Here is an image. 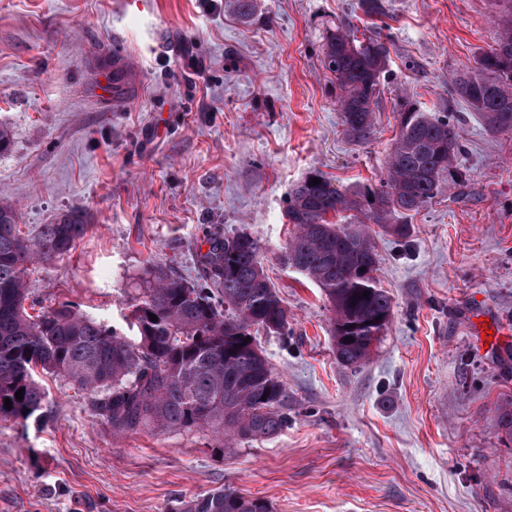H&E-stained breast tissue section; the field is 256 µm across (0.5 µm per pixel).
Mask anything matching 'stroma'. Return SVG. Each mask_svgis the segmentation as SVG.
Wrapping results in <instances>:
<instances>
[{"label":"stroma","instance_id":"stroma-1","mask_svg":"<svg viewBox=\"0 0 512 512\" xmlns=\"http://www.w3.org/2000/svg\"><path fill=\"white\" fill-rule=\"evenodd\" d=\"M0 0V201L35 233L71 210L92 227L30 270L29 307L62 303L127 332L153 263L196 276L214 228L246 229L288 309L259 333L290 395L275 437L230 456L208 431L116 435L66 381L39 374L48 417L0 422V512H170L219 487L273 512H512V335L488 345L468 315L512 328V133H489L453 91L493 46L500 0ZM340 25L381 37L388 62L371 138L343 132L322 65ZM127 84L104 105L112 56ZM457 119L458 180L375 236L392 321L369 360L340 364L320 288L287 268L291 188L310 173L377 186L404 106Z\"/></svg>","mask_w":512,"mask_h":512}]
</instances>
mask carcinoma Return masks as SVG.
<instances>
[{
	"label": "carcinoma",
	"mask_w": 512,
	"mask_h": 512,
	"mask_svg": "<svg viewBox=\"0 0 512 512\" xmlns=\"http://www.w3.org/2000/svg\"><path fill=\"white\" fill-rule=\"evenodd\" d=\"M386 61L387 47L379 37L361 41L352 29L338 26L325 38L322 64L336 82L344 131L355 142L373 134ZM454 91L482 116L489 132H512L511 19L477 66L457 76ZM459 151L454 116L413 111L400 122L378 186L347 192L311 173L293 187L286 217L295 232L284 261L322 288L341 364L365 362L393 317L392 298L376 277L372 226L407 238L408 225L394 223L395 217L419 210L456 182ZM313 178L320 183L309 185ZM348 211L362 219L330 221ZM90 227L88 215L74 210L25 235L16 210L0 205V421L25 425L51 412L36 380L41 369L83 392L92 414L116 435L143 427L205 428L221 439L219 452L228 455L243 440L272 437L286 428L288 388L256 334L262 329L288 335V311L264 272L259 240L243 229L210 233L192 280L165 264L143 269L131 310L136 334L130 338L71 305L36 315L27 311L28 266L69 253ZM151 313L157 321H150ZM498 424L512 442V403L500 408ZM173 512L272 508L264 499L224 488L180 500Z\"/></svg>",
	"instance_id": "cac0c4a2"
}]
</instances>
